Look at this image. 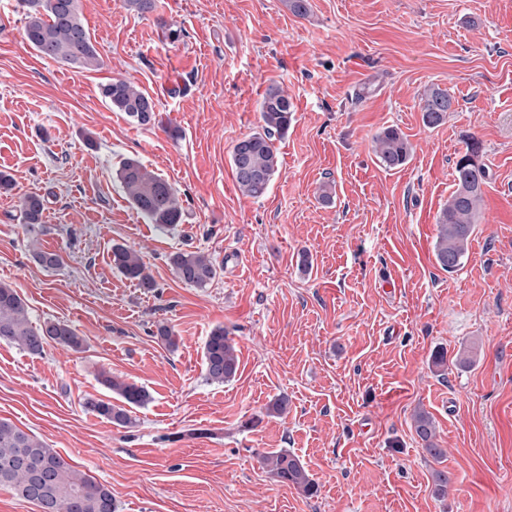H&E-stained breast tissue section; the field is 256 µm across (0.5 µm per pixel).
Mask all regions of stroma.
Here are the masks:
<instances>
[{
  "label": "stroma",
  "mask_w": 512,
  "mask_h": 512,
  "mask_svg": "<svg viewBox=\"0 0 512 512\" xmlns=\"http://www.w3.org/2000/svg\"><path fill=\"white\" fill-rule=\"evenodd\" d=\"M310 4L298 17L283 0H158L143 16L79 0L103 62L87 71L39 57L18 0H0V172L14 182L0 191V282L33 323L65 321L84 339L40 356L0 342V419L111 488L116 512H512V0ZM115 78L153 98L154 124L112 111L101 88ZM273 84L295 112L275 142L281 168L253 199L230 151L260 131ZM431 86L453 99L435 128L418 106ZM390 126L412 146L397 170L372 151ZM474 140L490 177L449 273L436 216ZM127 157L173 185V229L129 203L116 178ZM30 193L45 200L31 229ZM35 241L62 266H40ZM116 244L142 253L153 292L113 267ZM177 250L213 258L208 287L176 277ZM164 325L176 347L158 340ZM218 326L239 361L224 383L205 371ZM103 369L151 395L130 427L84 406L111 399ZM279 396L287 415L266 416ZM419 411L441 460L419 444ZM280 449L316 494L262 467ZM45 206L43 199L38 195H27L21 201L23 224L33 226L41 224ZM414 429L421 441L422 449L431 457L440 459L444 456L443 448L435 442V426L427 412L419 411L414 415Z\"/></svg>",
  "instance_id": "35a3bbf8"
}]
</instances>
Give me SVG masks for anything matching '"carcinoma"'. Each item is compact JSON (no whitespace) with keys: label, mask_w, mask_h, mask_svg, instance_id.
<instances>
[{"label":"carcinoma","mask_w":512,"mask_h":512,"mask_svg":"<svg viewBox=\"0 0 512 512\" xmlns=\"http://www.w3.org/2000/svg\"><path fill=\"white\" fill-rule=\"evenodd\" d=\"M25 11L24 38L41 56L75 68L96 70L100 57L88 28L79 13L78 0H20ZM103 97L112 110L123 112L138 125L156 120L153 99L126 79H114L102 88ZM452 98L440 88L426 90L419 99L422 121L428 127L441 124L452 108ZM259 112L262 131L247 135L233 145L230 162L236 185L251 198L264 197L279 171L275 137L288 130L293 104L280 86L272 85L264 93ZM377 161L388 170L405 166L411 155L407 138L396 127H387L373 140ZM118 181L134 209L150 223L167 229L180 223L182 207L172 185L148 170L138 159H125L118 171ZM489 178L488 166L482 161L480 145L473 141L456 161L454 190L436 219L438 233L434 254L440 268L457 270L467 255L474 224L478 223L483 201V186ZM45 206L38 195L21 201L23 223H42ZM168 262L177 278L205 288L216 277L217 268L203 252L175 251ZM112 264L144 292L156 288L148 266L139 252L120 244L112 246ZM0 341H6L30 355L40 356L53 343L78 351L83 338L69 323L49 320L34 324L28 306L18 293L0 284ZM207 378L215 383L231 380L238 371V357L224 327H215L204 346ZM98 381L117 396V402L89 399L86 408L117 427L131 424L130 409L150 400L141 385L128 382L102 369ZM414 429L422 449L440 459L444 450L435 442V426L430 415H414ZM262 464L281 483L291 485L307 496L314 494L315 483L301 461L286 450L259 457ZM0 486L9 487L14 495L37 504L40 512H116L112 490L97 482L87 472L66 461L42 440L28 434L7 420H0Z\"/></svg>","instance_id":"obj_1"}]
</instances>
